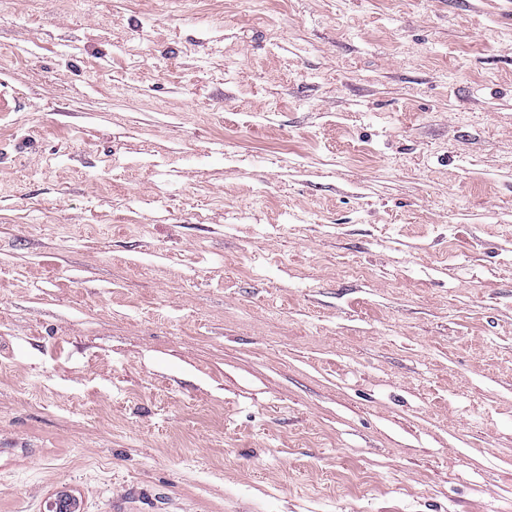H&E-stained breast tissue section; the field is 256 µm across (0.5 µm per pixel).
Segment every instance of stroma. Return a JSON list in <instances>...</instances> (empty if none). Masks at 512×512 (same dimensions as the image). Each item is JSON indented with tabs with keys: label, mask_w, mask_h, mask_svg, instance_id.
Instances as JSON below:
<instances>
[{
	"label": "stroma",
	"mask_w": 512,
	"mask_h": 512,
	"mask_svg": "<svg viewBox=\"0 0 512 512\" xmlns=\"http://www.w3.org/2000/svg\"><path fill=\"white\" fill-rule=\"evenodd\" d=\"M512 512V0H0V512Z\"/></svg>",
	"instance_id": "1"
}]
</instances>
